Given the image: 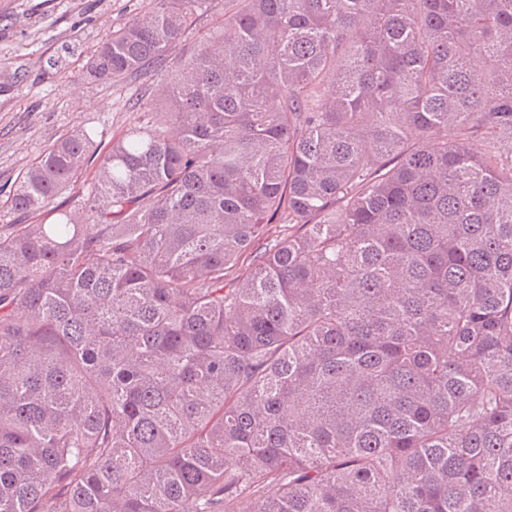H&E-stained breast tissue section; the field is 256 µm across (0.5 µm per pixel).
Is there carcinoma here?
<instances>
[{
	"instance_id": "cac0c4a2",
	"label": "carcinoma",
	"mask_w": 512,
	"mask_h": 512,
	"mask_svg": "<svg viewBox=\"0 0 512 512\" xmlns=\"http://www.w3.org/2000/svg\"><path fill=\"white\" fill-rule=\"evenodd\" d=\"M210 6L11 186L0 512H512V0H224L169 62ZM211 6L212 7L208 15L205 16L197 28L189 34L187 41L177 43L168 50V59L175 60L181 55L185 47L191 45L195 41L207 37L210 31L213 30L215 22L224 18V0H214Z\"/></svg>"
}]
</instances>
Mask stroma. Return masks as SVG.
<instances>
[{"instance_id": "35a3bbf8", "label": "stroma", "mask_w": 512, "mask_h": 512, "mask_svg": "<svg viewBox=\"0 0 512 512\" xmlns=\"http://www.w3.org/2000/svg\"><path fill=\"white\" fill-rule=\"evenodd\" d=\"M148 0H0V232L17 223L7 187L61 135L110 142L152 102V79L91 80L102 39Z\"/></svg>"}]
</instances>
